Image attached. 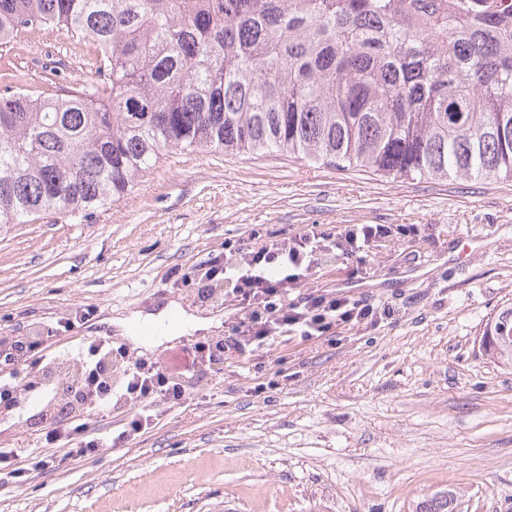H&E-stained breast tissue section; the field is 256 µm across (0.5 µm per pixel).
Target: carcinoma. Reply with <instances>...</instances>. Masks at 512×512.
<instances>
[{
  "instance_id": "obj_1",
  "label": "carcinoma",
  "mask_w": 512,
  "mask_h": 512,
  "mask_svg": "<svg viewBox=\"0 0 512 512\" xmlns=\"http://www.w3.org/2000/svg\"><path fill=\"white\" fill-rule=\"evenodd\" d=\"M44 27L91 54L0 87L1 225L89 216L170 150L512 181V0H0V49ZM480 347L512 370V307Z\"/></svg>"
}]
</instances>
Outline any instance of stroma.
<instances>
[{"instance_id": "35a3bbf8", "label": "stroma", "mask_w": 512, "mask_h": 512, "mask_svg": "<svg viewBox=\"0 0 512 512\" xmlns=\"http://www.w3.org/2000/svg\"><path fill=\"white\" fill-rule=\"evenodd\" d=\"M89 47L37 29L0 52V84L41 85L56 56L82 81ZM383 224L366 259L322 253L296 296L342 292L389 314L336 338L261 354L278 385L256 393L252 363L192 365L195 343L242 317L228 283L180 272L225 240H283L305 225ZM176 304L216 319L206 331L128 341L111 318ZM512 305V181L393 180L300 158L170 153L128 196L92 217L45 215L0 228V336L80 312L76 336L106 335L129 358L189 370L191 400L153 411L135 439L78 460L46 437L56 417L36 395L23 422L0 419V448L44 467L0 474V512H413L453 487L462 512H512V371L479 338Z\"/></svg>"}]
</instances>
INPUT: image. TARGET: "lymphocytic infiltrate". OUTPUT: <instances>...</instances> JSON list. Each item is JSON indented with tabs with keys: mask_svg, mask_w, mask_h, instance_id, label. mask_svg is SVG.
<instances>
[{
	"mask_svg": "<svg viewBox=\"0 0 512 512\" xmlns=\"http://www.w3.org/2000/svg\"><path fill=\"white\" fill-rule=\"evenodd\" d=\"M382 224H354L338 233L307 228L287 242L265 243L258 247H240L237 271H230L223 260L212 261L205 273L188 269L182 282L199 280L233 281L231 295L242 305L245 316L234 328L230 341L197 343L194 362L211 365L222 362L225 348L250 354L297 336L304 340L321 337L333 327L379 324L389 310L344 294L319 291L307 299L291 297L297 287L299 269L311 267L319 252L334 247L351 254L364 252L371 242L385 236ZM48 339L41 334L25 337L5 366L0 367V417L14 420L23 417V392L37 393L40 400L55 402L53 385L44 382V372L57 359L48 353ZM119 356L110 338H79L74 359L80 368L81 406L61 408V424L50 438L64 449L69 459H79L115 443L134 439L145 429L147 410L160 404H181L190 399V388L181 372H172L158 361H127L121 385H114L110 366ZM136 404L138 413L131 416L116 436L103 437L91 430L94 417L111 412L114 393Z\"/></svg>",
	"mask_w": 512,
	"mask_h": 512,
	"instance_id": "obj_1",
	"label": "lymphocytic infiltrate"
}]
</instances>
